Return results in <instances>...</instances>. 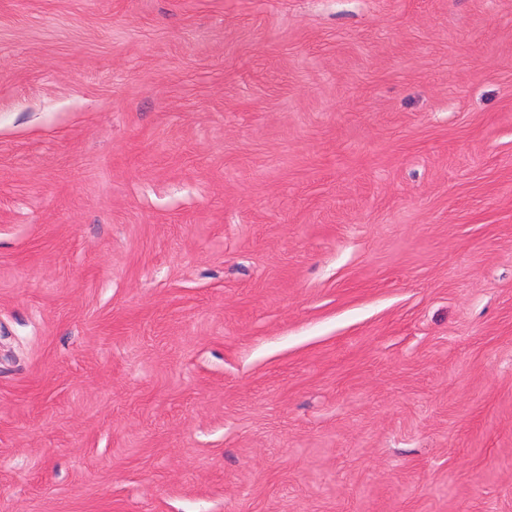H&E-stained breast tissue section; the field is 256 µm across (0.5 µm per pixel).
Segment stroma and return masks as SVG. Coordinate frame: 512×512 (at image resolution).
<instances>
[{"instance_id":"1","label":"stroma","mask_w":512,"mask_h":512,"mask_svg":"<svg viewBox=\"0 0 512 512\" xmlns=\"http://www.w3.org/2000/svg\"><path fill=\"white\" fill-rule=\"evenodd\" d=\"M0 512H512V0H0Z\"/></svg>"}]
</instances>
